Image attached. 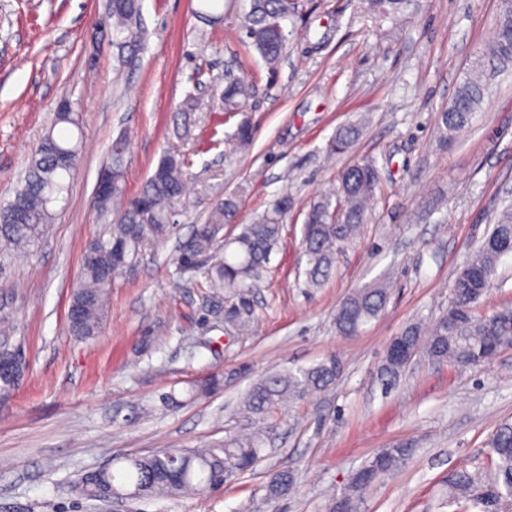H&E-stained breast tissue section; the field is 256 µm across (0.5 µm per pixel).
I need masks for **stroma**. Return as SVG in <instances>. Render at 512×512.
I'll return each instance as SVG.
<instances>
[{
  "label": "stroma",
  "instance_id": "stroma-1",
  "mask_svg": "<svg viewBox=\"0 0 512 512\" xmlns=\"http://www.w3.org/2000/svg\"><path fill=\"white\" fill-rule=\"evenodd\" d=\"M223 3L224 20L212 26L201 0H142L146 40L123 66L109 0H0V203L61 99L82 135L64 209L36 246L0 268L6 334L27 364L0 407V512H326L383 448L405 454L357 512H482L448 504L447 480L462 470L489 476V439L512 423V351L467 367L421 355L389 389L380 368L394 337L448 310L453 280L512 200V73L491 79L482 107L449 143L437 134L501 0H417L412 13L380 24L360 0H305L272 73L243 42L250 0ZM229 70L255 89L244 116L253 142L235 154L225 140L244 117H223L211 101ZM357 120L358 141L329 153L337 129ZM119 138L128 196L173 148L191 160L194 205L116 281L100 333L81 339L68 329L70 293L87 247L108 230L92 200ZM365 158L379 171L368 221L329 280L307 287L298 254L306 207ZM285 194L294 208L261 287L240 310L250 323L242 332L212 311L204 273L182 272L176 259L226 197L238 200L245 224ZM373 282L388 286L383 311L361 334L338 335V305ZM331 358L340 364L334 386L276 409L263 459L224 489L116 511L76 496L75 480L114 456L253 431L242 403L260 376ZM212 376L223 388L188 398ZM171 393L177 405L165 404ZM281 469L293 484L272 504L266 486Z\"/></svg>",
  "mask_w": 512,
  "mask_h": 512
}]
</instances>
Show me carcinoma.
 Wrapping results in <instances>:
<instances>
[{
	"label": "carcinoma",
	"mask_w": 512,
	"mask_h": 512,
	"mask_svg": "<svg viewBox=\"0 0 512 512\" xmlns=\"http://www.w3.org/2000/svg\"><path fill=\"white\" fill-rule=\"evenodd\" d=\"M369 14L379 20H395L415 5V0H364ZM300 8V0H251L243 32L269 69L277 67L286 47L285 26ZM141 0H112V28L117 44L134 50L145 42L140 24ZM512 70V3L503 4L488 44L471 61L469 77L457 90L450 107L440 113V139L463 130L481 107L488 92L487 76ZM253 85L234 75L224 77L220 110L239 114L248 111ZM79 128V119L71 108L55 114L54 125L43 142L52 152H38L32 159L24 183L5 204L0 205V242L15 248L37 244L54 222L58 208L66 203L74 170L58 165L55 155H80L82 141L70 134ZM360 123L343 126L329 144L333 154L346 152L359 138ZM252 127L243 119L230 136V151L249 147ZM125 143L112 144V163L108 167L111 188L95 199V208L111 216L109 236L97 238L91 246L99 250V262L85 265L71 291L70 306L78 310V319L69 323L73 335L89 338L97 335L107 317V298L112 286L129 267L136 265L142 250L162 237L176 209L185 205L188 159L168 151L159 161L141 192L125 198L123 154ZM379 183L375 162L365 159L347 168L337 189L310 204L301 239L305 258L306 282L310 288L322 286L331 276L336 257L367 220L369 204ZM339 199L340 213L331 217L332 200ZM291 201L283 196L270 209L232 237H224V225L236 223L239 203L233 197L213 207L204 223L198 224L183 246L177 262L184 269L206 267L208 287L214 293L246 303L247 296L259 287L271 253L277 248L288 219ZM222 250V258L204 265L211 254ZM512 255V207L498 216L477 253L460 271L451 288V307L427 332L417 326L405 330L400 339L414 355L460 366L483 362V353L493 336L512 335V308L503 307L489 315L477 313L487 281L495 274L500 260ZM387 290L382 284L354 289L339 305L335 315L336 331L341 336H356L385 307ZM407 363L385 359L381 377L391 388ZM339 362H325L295 371L272 373L259 379L249 390L245 412L261 420L287 400H297L311 391L325 390L334 384ZM265 445V431L224 439L218 448H160L149 455H127L110 464L106 483L93 479L79 489V497L93 500L102 487L123 493L137 489L145 499H177L213 491L238 474L253 469ZM493 478L485 482L468 472L448 477V502L474 501L485 512H495L504 498H512V424H503L490 438ZM404 448H385L361 467L352 479L348 493L334 502L329 512H344L376 477L391 469L404 456ZM292 485L286 471L275 473L268 484V497L274 501Z\"/></svg>",
	"instance_id": "obj_1"
}]
</instances>
